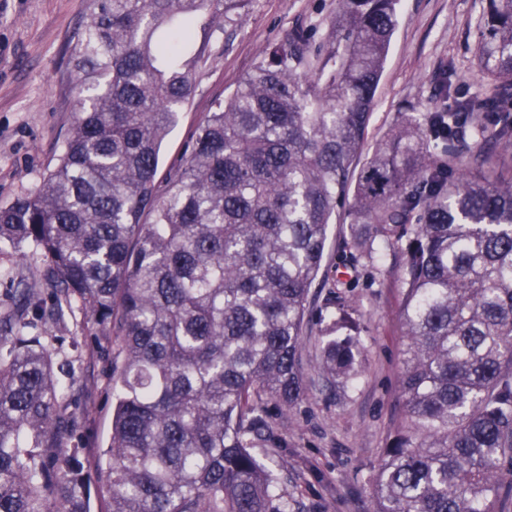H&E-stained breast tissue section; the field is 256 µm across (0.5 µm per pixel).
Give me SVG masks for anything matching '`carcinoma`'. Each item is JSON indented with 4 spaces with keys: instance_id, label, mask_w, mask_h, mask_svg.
Segmentation results:
<instances>
[{
    "instance_id": "cac0c4a2",
    "label": "carcinoma",
    "mask_w": 512,
    "mask_h": 512,
    "mask_svg": "<svg viewBox=\"0 0 512 512\" xmlns=\"http://www.w3.org/2000/svg\"><path fill=\"white\" fill-rule=\"evenodd\" d=\"M248 0H90L72 56L84 95L56 167L0 206V245L54 284L0 312V512H91L68 447L82 366L49 324L81 316L107 345L112 427L97 458L109 512H288L257 443L265 401L302 400L305 316L329 225L342 252L402 257L403 413L375 512H512V0H486L490 94L410 112L362 157L398 0H338L322 41L296 28L198 126L158 184L208 35ZM495 115L494 127L486 123ZM320 376L362 355L347 301Z\"/></svg>"
}]
</instances>
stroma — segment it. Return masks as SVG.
<instances>
[{
    "instance_id": "obj_1",
    "label": "stroma",
    "mask_w": 512,
    "mask_h": 512,
    "mask_svg": "<svg viewBox=\"0 0 512 512\" xmlns=\"http://www.w3.org/2000/svg\"><path fill=\"white\" fill-rule=\"evenodd\" d=\"M88 4L0 0V205L34 192L58 162L75 119L79 86L71 47ZM485 6L486 0H400L366 151L403 120L406 107H445L439 94L443 81H451L459 99L485 92L488 80L476 56L477 22ZM337 8V0H249L236 27L211 38L208 59L196 73L195 95L162 146L160 176L182 162L213 102L237 87L269 44L296 27L324 36ZM350 230L345 213L329 228L323 283L306 319L301 352L304 397L291 410L267 406L268 420L285 445L261 443L254 450L277 473V491L290 512H373L374 479L400 415L401 259L390 253L375 267H348L340 245ZM336 295L346 298L360 324L363 354L354 381L330 385L316 366L322 338L333 326ZM92 332L88 323L80 330L84 370L67 397L79 422L73 443L87 468L109 438L108 379L118 358L117 349L96 348Z\"/></svg>"
}]
</instances>
